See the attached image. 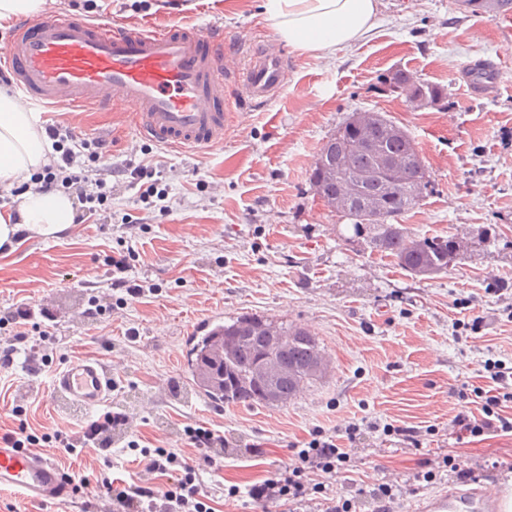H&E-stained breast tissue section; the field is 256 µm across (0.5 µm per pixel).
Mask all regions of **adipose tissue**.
I'll return each mask as SVG.
<instances>
[{
  "mask_svg": "<svg viewBox=\"0 0 512 512\" xmlns=\"http://www.w3.org/2000/svg\"><path fill=\"white\" fill-rule=\"evenodd\" d=\"M381 0H265V11L283 41L301 54L330 56L372 34ZM52 142L36 113L0 91V187L12 189L52 163ZM72 196L27 189L15 208L0 211V246H13L19 232L48 237L72 227Z\"/></svg>",
  "mask_w": 512,
  "mask_h": 512,
  "instance_id": "obj_1",
  "label": "adipose tissue"
}]
</instances>
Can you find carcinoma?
<instances>
[{
  "label": "carcinoma",
  "mask_w": 512,
  "mask_h": 512,
  "mask_svg": "<svg viewBox=\"0 0 512 512\" xmlns=\"http://www.w3.org/2000/svg\"><path fill=\"white\" fill-rule=\"evenodd\" d=\"M418 91L430 106L443 99L438 85L421 84ZM355 172L369 178L361 185L346 216L353 221L355 234L365 237L373 250L393 257L415 278L446 272L450 264L464 258V250L453 236L416 238L403 225L390 223L418 204L429 185L423 160L406 130L383 115L358 135L351 121L344 122L321 146L309 181L317 194L329 199ZM367 198L382 200L380 213L363 210L362 201ZM269 330L288 337L287 347L276 353L282 372L275 388L281 400L292 398L323 374L317 370L321 350L307 330L243 314L214 327L194 344L191 372L199 391L225 404L270 403L264 385L253 372V366L268 353ZM224 340L231 345V355L212 361L214 344Z\"/></svg>",
  "instance_id": "cac0c4a2"
}]
</instances>
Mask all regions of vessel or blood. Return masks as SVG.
Returning a JSON list of instances; mask_svg holds the SVG:
<instances>
[{"label":"vessel or blood","mask_w":512,"mask_h":512,"mask_svg":"<svg viewBox=\"0 0 512 512\" xmlns=\"http://www.w3.org/2000/svg\"><path fill=\"white\" fill-rule=\"evenodd\" d=\"M232 37L223 27L202 31L181 21L161 29L91 21L46 7L37 18L19 20L0 49V71L28 102L113 111L133 109L144 138L171 148L209 150L224 141L235 115L224 83L239 79L249 98H276L288 79V61L274 50L253 51L247 63L227 51ZM112 386L107 369L93 361L58 370L51 384L55 399L89 410ZM29 502L62 503L73 495L63 472L39 453L0 446V490ZM419 512H501L494 484L448 491Z\"/></svg>","instance_id":"b4317fda"}]
</instances>
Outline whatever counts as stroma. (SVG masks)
<instances>
[{
    "label": "stroma",
    "instance_id": "35a3bbf8",
    "mask_svg": "<svg viewBox=\"0 0 512 512\" xmlns=\"http://www.w3.org/2000/svg\"><path fill=\"white\" fill-rule=\"evenodd\" d=\"M56 10L99 22L219 24L247 55L277 39L264 0H52ZM502 18L464 11L460 0H383L380 25L366 40L330 57L284 48L288 87L256 104L236 81L224 85L237 115L223 144L202 152L169 149L141 138L129 120L101 110L42 109L41 123L60 121L107 144L113 174L91 223L62 234L23 237L0 256V308L53 303L50 326L67 360L97 361L117 382L130 430L109 450L80 460L88 475L106 470L131 480L139 471L129 441L152 448L187 447L183 429L209 424L229 442L223 463L197 480L215 512H282L262 507L249 488L271 477L315 427L351 448V465L325 478L356 512H375L364 497L390 481L400 494L393 512H412L454 485V473L424 481L427 459L450 456L512 496V433L459 438V413L481 406L455 389L488 387L486 360L512 367V37ZM498 65L493 94L471 93L465 64ZM404 71L444 90L437 105L412 109L385 91V75ZM386 115L413 138L430 184L398 221L414 236L465 231L463 260L429 279L412 277L371 251L350 219L318 201L309 183L320 147L352 113ZM145 163L159 173L164 198L143 199L123 170ZM134 253L129 278L146 296L113 305L101 321L78 313L106 293L111 251ZM308 329L330 359L326 376L288 404H218L198 391L188 364L194 337L242 314ZM64 361L31 375L16 358L0 381V428L15 427L23 406L31 428L50 432L86 418L52 402L50 381ZM356 423L361 436L348 442ZM390 423L420 431L421 449L384 435ZM263 448L259 457L250 445ZM234 486L238 497L225 499Z\"/></svg>",
    "mask_w": 512,
    "mask_h": 512
}]
</instances>
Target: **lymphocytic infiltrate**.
Wrapping results in <instances>:
<instances>
[{
  "label": "lymphocytic infiltrate",
  "mask_w": 512,
  "mask_h": 512,
  "mask_svg": "<svg viewBox=\"0 0 512 512\" xmlns=\"http://www.w3.org/2000/svg\"><path fill=\"white\" fill-rule=\"evenodd\" d=\"M50 139H66L58 161L34 173L33 182L38 190L49 193L58 186L76 184L80 187L79 200L83 208L76 216L78 223H85L96 214V205L104 199L103 179H90L87 174L75 173L78 156H86L88 162L98 163L106 154L104 141L98 138H81L73 132L63 131L61 126L50 124L45 128ZM48 307L38 309L20 304L0 310V329L8 328V337L0 339V371L14 363L18 346H27L29 360L35 367L52 363L57 351V341L50 331L42 329V321L52 320ZM484 368L495 385L494 390L473 388L472 392H458L459 400L474 397L480 399L482 418L458 414L454 425L460 433L479 437L488 431L512 432V417L502 415L503 403L512 402V368L489 360ZM14 416L22 414L14 408ZM130 417L123 406L113 405L97 417L83 422L78 430L56 429L53 433L37 434L29 431L27 422L21 421L15 429L0 434V441L11 447L32 450L40 444H54L72 456H83L97 450H108L113 432L127 429ZM188 446L200 450L199 462L205 466H216L223 458L229 442L223 432L203 425H189L184 429ZM295 461L280 468L273 477L253 485L249 491L253 501L268 505L285 503L290 512L305 506L314 494H322L321 484L312 480L313 475H329L346 468L351 460L347 449L336 443L333 435L326 431H315L306 447L295 449ZM140 462L145 474L140 484L117 487L108 473L97 479L78 471H66V478L73 484L75 493L87 501L110 500L118 512H213L211 498L196 481L193 463L171 448L141 447Z\"/></svg>",
  "instance_id": "f902f5d3"
}]
</instances>
